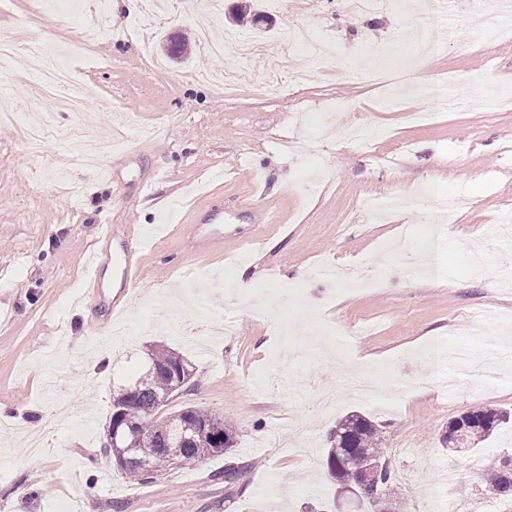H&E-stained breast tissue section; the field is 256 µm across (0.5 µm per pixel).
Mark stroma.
<instances>
[{
    "instance_id": "35a3bbf8",
    "label": "stroma",
    "mask_w": 512,
    "mask_h": 512,
    "mask_svg": "<svg viewBox=\"0 0 512 512\" xmlns=\"http://www.w3.org/2000/svg\"><path fill=\"white\" fill-rule=\"evenodd\" d=\"M244 0H139L87 42L43 0H5L0 37L42 40L88 88L93 121L59 116V135L33 151L0 127V512H377L329 475L328 437L350 413L370 418L395 474L397 512H443L512 496L486 480L512 458V422L466 453L442 448L449 421L487 408L512 413V357L487 375L489 352L512 342V285L498 278L496 225L512 219V107L485 112L490 87H512V40H469L498 0H396L358 15L347 0H258L263 30L236 25ZM313 26L341 71L310 69L287 30ZM447 26L427 75L472 100L464 112L416 95L411 55ZM185 59L150 69L166 40ZM0 111L40 104L27 55ZM125 152L115 161L117 152ZM113 168L101 178L98 164ZM422 191L414 211L373 219L363 201ZM224 197V247L190 252L181 225L209 195ZM463 199L455 223L436 200ZM279 216L259 223L255 206ZM154 225L126 312L103 327L87 297V250L99 221ZM428 251L429 279L396 267ZM236 280L230 327L213 336L181 276ZM308 321V335L291 334ZM163 346L191 361L189 386L166 407L207 410L233 426V448L149 482L103 454L114 387L135 381ZM233 468V485L217 473Z\"/></svg>"
}]
</instances>
